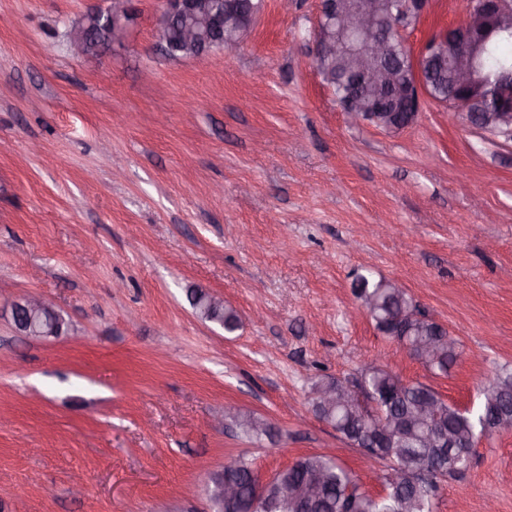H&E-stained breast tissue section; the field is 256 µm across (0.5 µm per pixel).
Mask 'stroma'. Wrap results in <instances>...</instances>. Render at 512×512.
Here are the masks:
<instances>
[{
    "mask_svg": "<svg viewBox=\"0 0 512 512\" xmlns=\"http://www.w3.org/2000/svg\"><path fill=\"white\" fill-rule=\"evenodd\" d=\"M265 3L239 49L173 59L166 0H132L126 36L81 57L65 33L106 0H0V307L40 295L70 329L0 317V512H207L205 470L238 456L267 477L326 454L377 495L384 463L313 414L314 381L375 364L473 409L512 368V142L429 99L396 135L351 124L312 53L319 0ZM466 6L432 0L409 47ZM360 274L447 325L448 374L376 330ZM490 501L512 512V431L477 438L433 512ZM205 292L196 290L190 294L189 302L192 304L194 300V306L200 302L201 313L208 318H213L216 321H222L224 323V332L233 333L238 328V317L235 311L224 305V299L209 294L206 296L207 305L211 309L206 307L205 303L202 301V297L205 296ZM224 305L223 308H219Z\"/></svg>",
    "mask_w": 512,
    "mask_h": 512,
    "instance_id": "35a3bbf8",
    "label": "stroma"
}]
</instances>
